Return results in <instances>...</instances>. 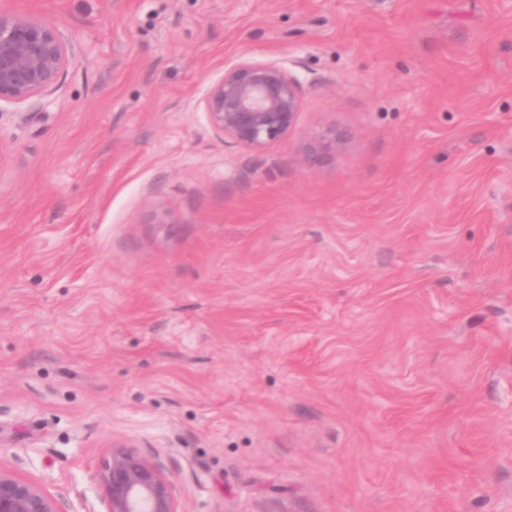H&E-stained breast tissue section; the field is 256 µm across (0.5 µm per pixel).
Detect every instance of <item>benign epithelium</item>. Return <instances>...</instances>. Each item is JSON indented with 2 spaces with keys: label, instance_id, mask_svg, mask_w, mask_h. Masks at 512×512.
<instances>
[{
  "label": "benign epithelium",
  "instance_id": "obj_1",
  "mask_svg": "<svg viewBox=\"0 0 512 512\" xmlns=\"http://www.w3.org/2000/svg\"><path fill=\"white\" fill-rule=\"evenodd\" d=\"M72 56L56 26L45 19L0 10V105L38 100L45 107ZM202 114L222 139L260 153L296 128L300 83L283 59L242 57L205 90ZM346 135L325 126L313 136L315 162L341 149ZM104 512H177L170 481L159 463L125 446L112 448L96 474ZM0 512H59L40 486L0 468Z\"/></svg>",
  "mask_w": 512,
  "mask_h": 512
}]
</instances>
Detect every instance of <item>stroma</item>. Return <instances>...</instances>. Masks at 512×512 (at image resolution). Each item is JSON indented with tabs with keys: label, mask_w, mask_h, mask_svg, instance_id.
Wrapping results in <instances>:
<instances>
[{
	"label": "stroma",
	"mask_w": 512,
	"mask_h": 512,
	"mask_svg": "<svg viewBox=\"0 0 512 512\" xmlns=\"http://www.w3.org/2000/svg\"><path fill=\"white\" fill-rule=\"evenodd\" d=\"M73 54L0 108V468L103 512H512V0H0ZM293 60L263 153L206 125ZM345 147L305 164L312 134ZM201 103L214 133L255 153L288 138L302 108L300 83L287 61L249 57L225 65ZM95 479L103 512H178L159 463L125 446H113Z\"/></svg>",
	"instance_id": "1"
}]
</instances>
